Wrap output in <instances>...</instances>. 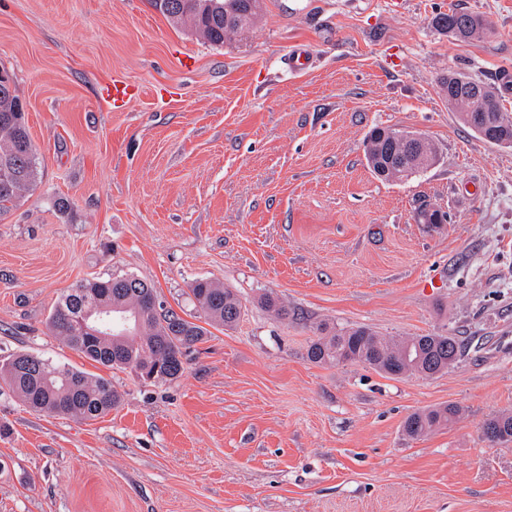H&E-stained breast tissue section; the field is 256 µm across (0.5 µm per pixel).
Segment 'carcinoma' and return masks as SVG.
Returning a JSON list of instances; mask_svg holds the SVG:
<instances>
[{"label": "carcinoma", "instance_id": "carcinoma-1", "mask_svg": "<svg viewBox=\"0 0 512 512\" xmlns=\"http://www.w3.org/2000/svg\"><path fill=\"white\" fill-rule=\"evenodd\" d=\"M163 16L188 25L198 36L213 44L250 29L257 18L249 0H151ZM435 24L459 41L484 32L481 17L461 10L440 13ZM448 110L473 128L487 118L489 128L475 135L493 144L512 145V113L504 105L494 106L500 97L492 85L470 74L450 71L440 81ZM367 163L382 160L391 171L385 180L403 181L426 170L436 161L427 141L416 146L372 128L365 140ZM37 178L35 149L25 121L24 105L14 84L0 80V213L8 211ZM199 314L186 319L164 307L155 288L128 275L94 279L63 295L47 319L51 335L61 339L86 358L110 369H130L144 380H173L184 371V359L191 348L208 335L206 326L233 327L243 313L237 293L209 279H198L190 288ZM106 314L109 323L98 335L89 333L82 320L86 315ZM203 324H198V321ZM465 353L458 336L427 334L387 341L367 327L341 330L312 341L307 358L318 364L363 362L393 376L406 373L433 376L443 373ZM0 381L16 393L29 408L48 415L94 421L120 404L112 383L82 370L52 363L31 353H17L0 362ZM460 407L448 404L421 409L404 422L411 438L424 436L448 425ZM483 428L496 433L495 443L512 444V413H500L485 421Z\"/></svg>", "mask_w": 512, "mask_h": 512}]
</instances>
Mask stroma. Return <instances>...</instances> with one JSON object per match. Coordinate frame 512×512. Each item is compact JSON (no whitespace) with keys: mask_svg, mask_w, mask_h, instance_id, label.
<instances>
[{"mask_svg":"<svg viewBox=\"0 0 512 512\" xmlns=\"http://www.w3.org/2000/svg\"><path fill=\"white\" fill-rule=\"evenodd\" d=\"M458 8L488 31L433 25ZM308 48L291 75L281 59ZM38 179L0 216V359L23 350L111 380L94 421L26 407L0 384V512H512V147L449 112L441 77L498 85L512 113V0H264L215 45L149 0H0ZM135 89L123 110L104 91ZM436 163L402 182L365 160L373 127ZM427 204L450 223L415 219ZM134 275L178 314L191 284L236 290L172 381L109 369L49 334L63 294ZM285 302L281 319L261 303ZM465 339L447 372L394 377L307 358L323 328ZM461 407L412 439L414 411ZM483 428L496 433L495 444H512V413H500L485 421ZM491 431L484 434L489 441L494 438Z\"/></svg>","mask_w":512,"mask_h":512,"instance_id":"obj_1","label":"stroma"}]
</instances>
